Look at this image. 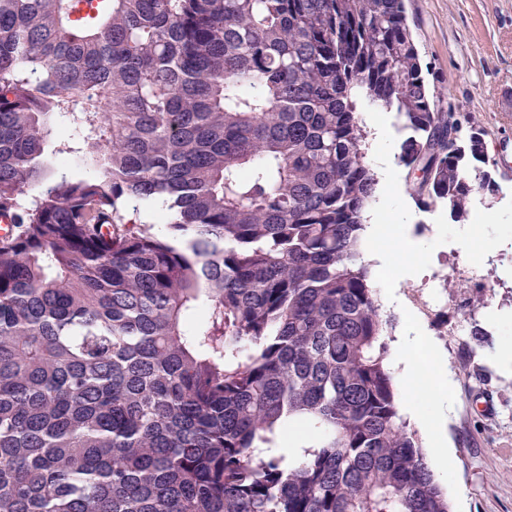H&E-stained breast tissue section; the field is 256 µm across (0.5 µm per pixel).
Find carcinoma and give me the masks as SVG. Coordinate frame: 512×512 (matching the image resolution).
Returning <instances> with one entry per match:
<instances>
[{
	"instance_id": "cac0c4a2",
	"label": "carcinoma",
	"mask_w": 512,
	"mask_h": 512,
	"mask_svg": "<svg viewBox=\"0 0 512 512\" xmlns=\"http://www.w3.org/2000/svg\"><path fill=\"white\" fill-rule=\"evenodd\" d=\"M358 96L419 203L497 191L404 0H0V512H452L362 254Z\"/></svg>"
}]
</instances>
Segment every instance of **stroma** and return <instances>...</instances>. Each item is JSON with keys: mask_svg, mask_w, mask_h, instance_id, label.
<instances>
[{"mask_svg": "<svg viewBox=\"0 0 512 512\" xmlns=\"http://www.w3.org/2000/svg\"><path fill=\"white\" fill-rule=\"evenodd\" d=\"M406 9L438 108L455 113L460 139L481 125L495 162L499 190L473 239L511 231L512 210L501 203L512 198V0H406ZM394 205L409 211L412 240L449 238L430 274L400 282L403 310L394 319L412 318L448 363L452 455L443 480L453 510L512 512V365L497 358L512 336V279L501 275L512 268V249L464 252L455 242L461 226L443 206L421 208L405 190ZM447 277L466 280V290L446 293Z\"/></svg>", "mask_w": 512, "mask_h": 512, "instance_id": "35a3bbf8", "label": "stroma"}]
</instances>
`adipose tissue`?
<instances>
[{
  "mask_svg": "<svg viewBox=\"0 0 512 512\" xmlns=\"http://www.w3.org/2000/svg\"><path fill=\"white\" fill-rule=\"evenodd\" d=\"M393 113L374 112L368 118L373 131V142L377 145L376 175L379 203L367 216L365 247L375 261L377 268L394 267L395 280L388 283L385 303L388 308H399L401 301L397 294V284L418 275L430 260L444 247L442 237L431 238L424 246L415 247L407 234V215L399 213L390 217L388 201L398 191V176L385 141L392 134ZM422 336L411 322H404L394 343L393 365L399 371L398 386L400 399L407 410H414L418 399L416 380L419 372H427L431 383L439 391H446L450 378L448 365L439 351H432L426 368H419L412 358L413 349L421 344Z\"/></svg>",
  "mask_w": 512,
  "mask_h": 512,
  "instance_id": "obj_1",
  "label": "adipose tissue"
}]
</instances>
